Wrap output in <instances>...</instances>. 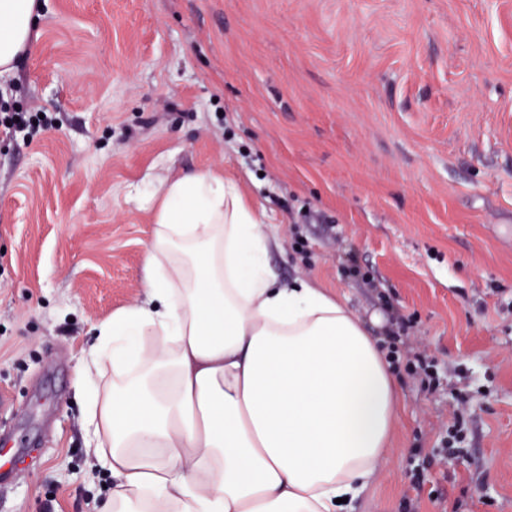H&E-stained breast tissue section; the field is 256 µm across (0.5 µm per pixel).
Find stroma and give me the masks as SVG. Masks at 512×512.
Returning <instances> with one entry per match:
<instances>
[{"mask_svg": "<svg viewBox=\"0 0 512 512\" xmlns=\"http://www.w3.org/2000/svg\"><path fill=\"white\" fill-rule=\"evenodd\" d=\"M11 98L55 123L0 133V512L108 494L75 372L142 292L126 195L168 167L239 180L280 280L394 319L398 418L355 512H512V0H45Z\"/></svg>", "mask_w": 512, "mask_h": 512, "instance_id": "obj_1", "label": "stroma"}]
</instances>
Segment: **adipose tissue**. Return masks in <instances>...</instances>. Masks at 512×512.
Returning <instances> with one entry per match:
<instances>
[{
    "label": "adipose tissue",
    "mask_w": 512,
    "mask_h": 512,
    "mask_svg": "<svg viewBox=\"0 0 512 512\" xmlns=\"http://www.w3.org/2000/svg\"><path fill=\"white\" fill-rule=\"evenodd\" d=\"M38 0H0V82ZM144 296L95 328L79 367L100 512H351L389 459L392 364L338 293L280 283L276 230L210 168L146 178Z\"/></svg>",
    "instance_id": "adipose-tissue-1"
}]
</instances>
